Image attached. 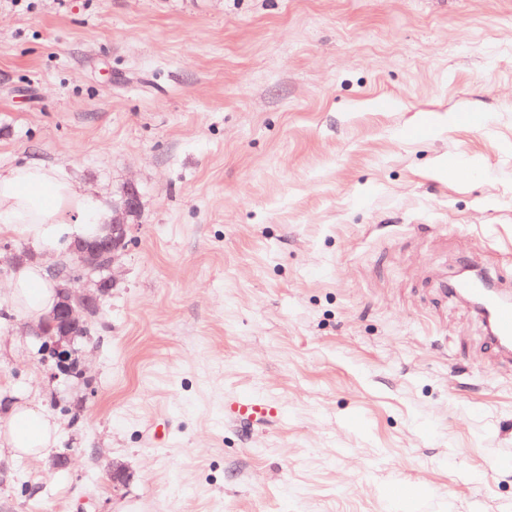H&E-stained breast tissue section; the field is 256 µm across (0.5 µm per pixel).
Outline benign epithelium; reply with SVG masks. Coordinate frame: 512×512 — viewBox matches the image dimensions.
Masks as SVG:
<instances>
[{"label": "benign epithelium", "mask_w": 512, "mask_h": 512, "mask_svg": "<svg viewBox=\"0 0 512 512\" xmlns=\"http://www.w3.org/2000/svg\"><path fill=\"white\" fill-rule=\"evenodd\" d=\"M141 207V196L137 185L127 184L118 199L112 201V223L107 225V234L95 242H78L68 249V261L59 262L53 271L63 281L59 289V303L49 316L56 328L52 337V355L59 364H65L79 355L80 342L91 343V337L81 336V327L90 316L99 311L103 299L115 286L113 278L94 282L91 274L97 269L102 256H107L108 267H113L126 253L133 240L134 221ZM112 495L122 494L131 480L128 470L114 464L108 470Z\"/></svg>", "instance_id": "benign-epithelium-1"}]
</instances>
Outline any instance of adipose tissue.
I'll list each match as a JSON object with an SVG mask.
<instances>
[{
  "instance_id": "obj_1",
  "label": "adipose tissue",
  "mask_w": 512,
  "mask_h": 512,
  "mask_svg": "<svg viewBox=\"0 0 512 512\" xmlns=\"http://www.w3.org/2000/svg\"><path fill=\"white\" fill-rule=\"evenodd\" d=\"M101 228L86 189L58 168L33 162L0 172L1 233L21 234L37 249L53 253ZM9 288L12 310L33 319L49 314L57 301L56 281L37 262L21 265ZM56 433L55 423L40 408L17 403L0 431V449L14 458H39L52 446Z\"/></svg>"
}]
</instances>
